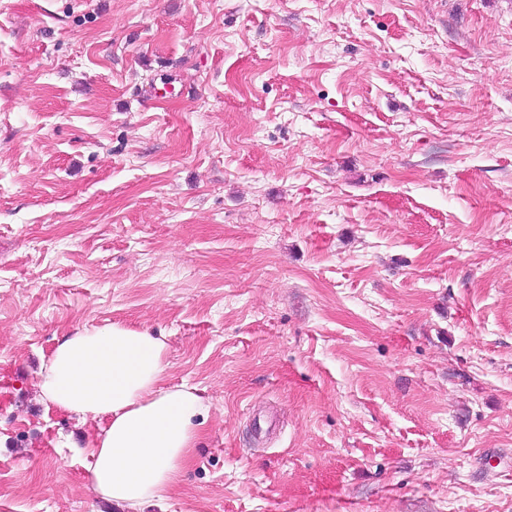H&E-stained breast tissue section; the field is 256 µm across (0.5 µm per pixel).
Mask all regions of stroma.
Returning <instances> with one entry per match:
<instances>
[{"instance_id": "35a3bbf8", "label": "stroma", "mask_w": 512, "mask_h": 512, "mask_svg": "<svg viewBox=\"0 0 512 512\" xmlns=\"http://www.w3.org/2000/svg\"><path fill=\"white\" fill-rule=\"evenodd\" d=\"M112 324L206 405L143 512H512V0H0V512H112Z\"/></svg>"}]
</instances>
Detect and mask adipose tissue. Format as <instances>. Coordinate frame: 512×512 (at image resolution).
Instances as JSON below:
<instances>
[{
    "label": "adipose tissue",
    "instance_id": "obj_1",
    "mask_svg": "<svg viewBox=\"0 0 512 512\" xmlns=\"http://www.w3.org/2000/svg\"><path fill=\"white\" fill-rule=\"evenodd\" d=\"M165 349L146 330L83 328L60 341L41 367L47 403L105 420L88 470L94 492L120 512L163 502L198 437L203 403L191 387L164 386Z\"/></svg>",
    "mask_w": 512,
    "mask_h": 512
}]
</instances>
